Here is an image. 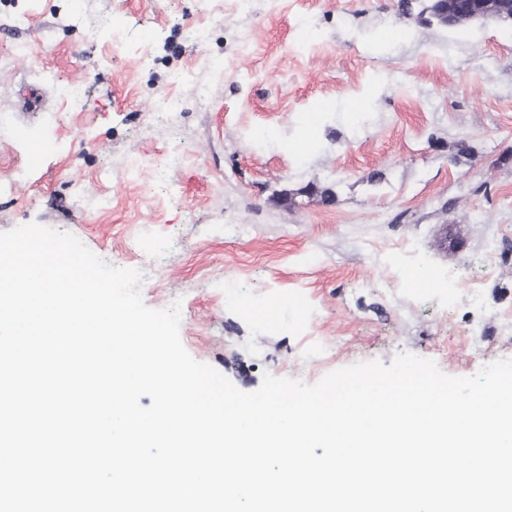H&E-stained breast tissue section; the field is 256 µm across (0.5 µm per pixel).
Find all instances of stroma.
<instances>
[{"label":"stroma","mask_w":512,"mask_h":512,"mask_svg":"<svg viewBox=\"0 0 512 512\" xmlns=\"http://www.w3.org/2000/svg\"><path fill=\"white\" fill-rule=\"evenodd\" d=\"M431 3L406 17L398 0H254L247 15L227 0H0V231L37 223L112 265L153 263L144 303L180 301L185 349L244 392L267 372L313 384L401 351L451 376L512 357V27H446ZM107 15L148 38V58L113 46ZM195 24L212 27L205 48ZM83 79L77 112L52 84ZM165 90L184 101L173 128L150 124ZM43 141L53 151L34 158ZM173 150L178 167L128 176V158ZM100 197L107 209L85 208ZM492 242L496 270L469 301L454 274L480 271ZM419 264L434 274L422 291L405 278ZM309 336L328 341L321 367L304 361Z\"/></svg>","instance_id":"1"}]
</instances>
